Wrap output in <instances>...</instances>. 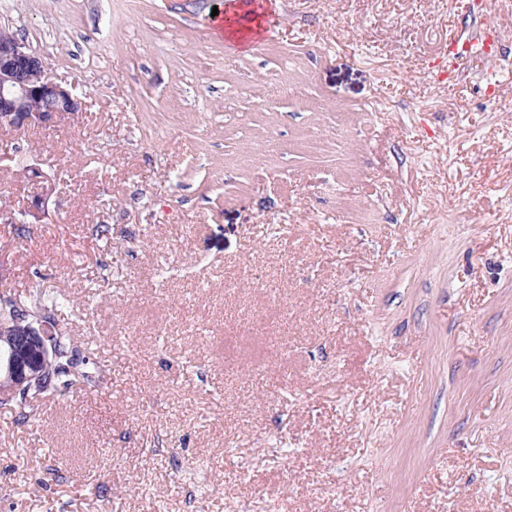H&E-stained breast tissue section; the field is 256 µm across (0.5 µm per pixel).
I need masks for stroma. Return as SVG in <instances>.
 <instances>
[{"mask_svg":"<svg viewBox=\"0 0 512 512\" xmlns=\"http://www.w3.org/2000/svg\"><path fill=\"white\" fill-rule=\"evenodd\" d=\"M267 2L0 0L87 95L0 129V257L108 366L0 407V512H512V0ZM27 167V171H31L33 174H40L38 177L44 178V185L42 187V194L35 198L31 204L25 209H21L18 211L9 209V208H1L0 209V223L1 224H36L40 221L43 215H45L48 202L53 193L54 187L51 182V179L44 174L37 167ZM34 220V221H33Z\"/></svg>","mask_w":512,"mask_h":512,"instance_id":"obj_1","label":"stroma"}]
</instances>
